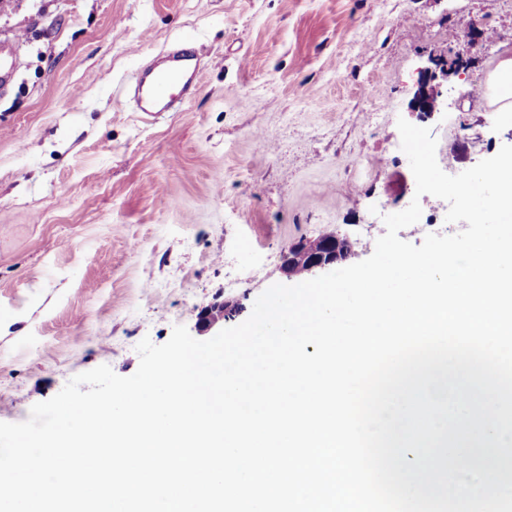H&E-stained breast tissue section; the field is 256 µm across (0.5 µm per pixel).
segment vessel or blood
Segmentation results:
<instances>
[{"label": "vessel or blood", "mask_w": 512, "mask_h": 512, "mask_svg": "<svg viewBox=\"0 0 512 512\" xmlns=\"http://www.w3.org/2000/svg\"><path fill=\"white\" fill-rule=\"evenodd\" d=\"M18 38L0 39V87L11 82L17 67ZM201 57L196 48L175 46L156 64L141 67L131 85L137 111L150 116L168 111L191 97L198 86Z\"/></svg>", "instance_id": "obj_1"}]
</instances>
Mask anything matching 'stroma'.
<instances>
[{"label":"stroma","mask_w":512,"mask_h":512,"mask_svg":"<svg viewBox=\"0 0 512 512\" xmlns=\"http://www.w3.org/2000/svg\"><path fill=\"white\" fill-rule=\"evenodd\" d=\"M15 35L22 64L0 91V422L97 366L133 375L142 339L194 330L211 303L247 319L285 283L294 242L348 236L355 264L378 212L416 199L445 219L446 201L415 194L398 119L431 129L460 172L512 141V114L483 94L512 55V0H0V38ZM186 38L203 52L196 94L143 118L132 75ZM460 49L468 67L440 80L447 111L420 119L422 69Z\"/></svg>","instance_id":"stroma-1"}]
</instances>
